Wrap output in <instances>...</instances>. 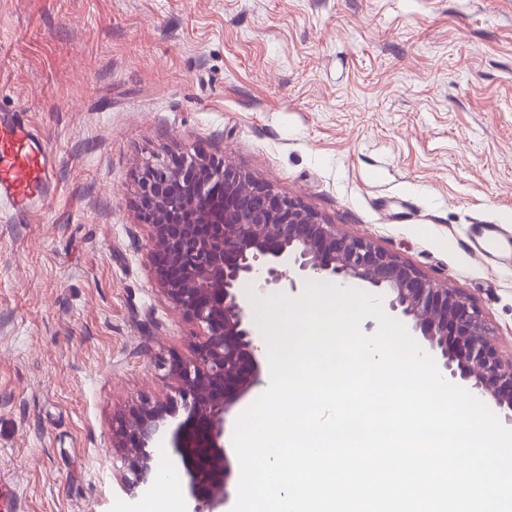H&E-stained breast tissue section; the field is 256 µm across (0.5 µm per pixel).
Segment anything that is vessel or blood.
<instances>
[{
  "instance_id": "b4317fda",
  "label": "vessel or blood",
  "mask_w": 512,
  "mask_h": 512,
  "mask_svg": "<svg viewBox=\"0 0 512 512\" xmlns=\"http://www.w3.org/2000/svg\"><path fill=\"white\" fill-rule=\"evenodd\" d=\"M52 150L24 122L20 113H0V199L16 213L42 198L49 179Z\"/></svg>"
}]
</instances>
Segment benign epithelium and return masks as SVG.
<instances>
[{
    "label": "benign epithelium",
    "mask_w": 512,
    "mask_h": 512,
    "mask_svg": "<svg viewBox=\"0 0 512 512\" xmlns=\"http://www.w3.org/2000/svg\"><path fill=\"white\" fill-rule=\"evenodd\" d=\"M137 208L150 229L153 278L200 334L192 357L160 365L175 397L140 401L116 434L130 493L155 479L150 445L168 433L197 512H216L227 502L226 417L260 375L261 346L240 288L279 287L284 266L308 280L380 289L389 308L412 319L440 352L450 376L492 399L512 424V361L502 359L479 307L399 255L343 235L301 201L200 150L147 165ZM180 410L185 420L170 427Z\"/></svg>",
    "instance_id": "benign-epithelium-1"
}]
</instances>
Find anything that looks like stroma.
Wrapping results in <instances>:
<instances>
[{
	"label": "stroma",
	"instance_id": "35a3bbf8",
	"mask_svg": "<svg viewBox=\"0 0 512 512\" xmlns=\"http://www.w3.org/2000/svg\"><path fill=\"white\" fill-rule=\"evenodd\" d=\"M54 149L0 200V481L23 512H195L168 438L130 494L115 432L197 326L154 284L146 162L200 149L478 305L512 358V0H0V113Z\"/></svg>",
	"mask_w": 512,
	"mask_h": 512
}]
</instances>
